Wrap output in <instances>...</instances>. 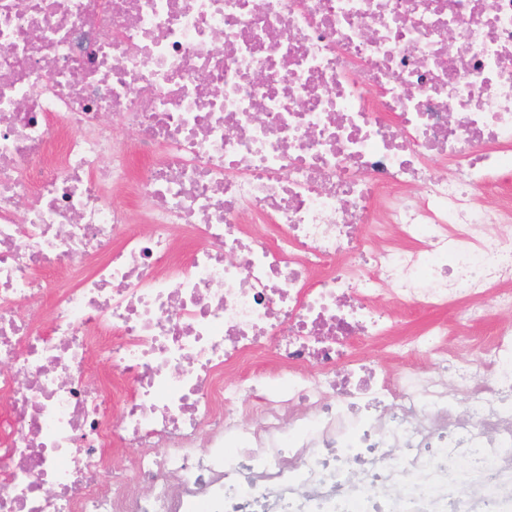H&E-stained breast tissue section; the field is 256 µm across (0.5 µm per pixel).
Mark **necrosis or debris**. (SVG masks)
I'll list each match as a JSON object with an SVG mask.
<instances>
[{"label":"necrosis or debris","instance_id":"necrosis-or-debris-1","mask_svg":"<svg viewBox=\"0 0 512 512\" xmlns=\"http://www.w3.org/2000/svg\"><path fill=\"white\" fill-rule=\"evenodd\" d=\"M510 181L512 0H0V512H512V325L353 353L512 312ZM485 303L489 306V312L486 320L481 324H474L473 328L468 330V337L458 338V336H448L454 343L460 344L463 349H469L471 345H476L481 338L488 337L493 329L499 325L508 324L512 321V314L499 313L492 304L490 298H485ZM460 339V340H459ZM392 308L398 316L401 331L405 336H409V334L421 330L436 321H448V331L451 332L454 330L459 316L458 308H448L447 312L439 313H428L420 310L404 311L394 306ZM356 347L359 355L365 356L369 360H374L385 368L396 367L402 360H408L421 369L427 370L431 369L433 364L432 359L425 353H416L403 359L396 358L392 354L391 347L387 345L357 342Z\"/></svg>","mask_w":512,"mask_h":512}]
</instances>
